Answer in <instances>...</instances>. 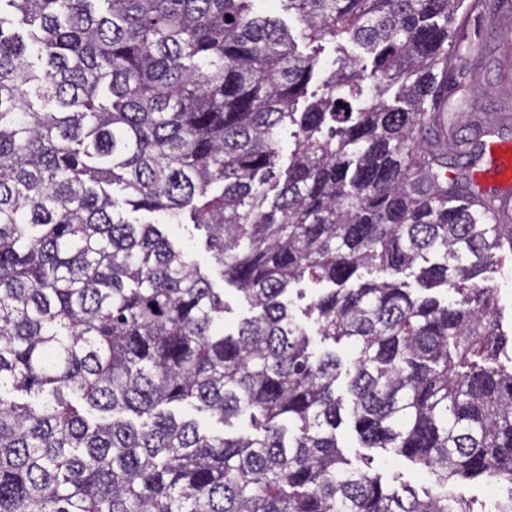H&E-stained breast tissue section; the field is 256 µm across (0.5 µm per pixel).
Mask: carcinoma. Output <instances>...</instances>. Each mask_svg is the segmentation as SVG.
Returning a JSON list of instances; mask_svg holds the SVG:
<instances>
[{
  "mask_svg": "<svg viewBox=\"0 0 512 512\" xmlns=\"http://www.w3.org/2000/svg\"><path fill=\"white\" fill-rule=\"evenodd\" d=\"M281 2L310 53L255 0H0V388L36 399L0 396V512H479L460 479L512 512V334L479 284L512 218L445 176L480 143L436 111L483 0ZM187 220L252 310L233 332L158 228ZM346 418L432 493L354 465Z\"/></svg>",
  "mask_w": 512,
  "mask_h": 512,
  "instance_id": "cac0c4a2",
  "label": "carcinoma"
}]
</instances>
